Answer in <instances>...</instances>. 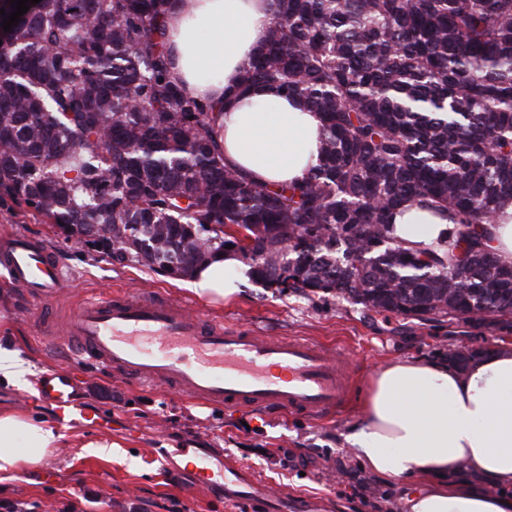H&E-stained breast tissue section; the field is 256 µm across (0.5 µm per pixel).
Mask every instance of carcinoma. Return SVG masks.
I'll return each instance as SVG.
<instances>
[{"instance_id":"obj_1","label":"carcinoma","mask_w":512,"mask_h":512,"mask_svg":"<svg viewBox=\"0 0 512 512\" xmlns=\"http://www.w3.org/2000/svg\"><path fill=\"white\" fill-rule=\"evenodd\" d=\"M174 2L41 0L0 32V199L110 224L87 243L179 277L230 244L280 293L512 325L488 235L512 204V0H273L244 83L323 121L309 175L276 186L225 164L222 107L176 79ZM415 205L462 227L452 249L397 240Z\"/></svg>"}]
</instances>
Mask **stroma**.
<instances>
[{
	"label": "stroma",
	"mask_w": 512,
	"mask_h": 512,
	"mask_svg": "<svg viewBox=\"0 0 512 512\" xmlns=\"http://www.w3.org/2000/svg\"><path fill=\"white\" fill-rule=\"evenodd\" d=\"M15 234L39 238L64 255L70 279L57 303L61 317H68L73 304L83 297L116 290L155 291L226 323L246 322L272 336L323 343L339 349L356 365L354 401L346 411L325 418L209 407L159 386L138 385L99 366L81 365L74 371L80 401L110 413L112 426L101 430L71 424L65 431L67 447L0 480V500H16L30 512H65L70 506L75 512H170L175 500L183 512H246L245 507L227 505L222 496L193 490L188 475H163V450L200 439L223 448L225 457L250 468L268 487L313 500L327 512H405L408 483L377 477L343 440L347 429L362 417L358 398L366 379L398 358L447 357L452 343L512 350V327L507 325L478 328L465 320L419 321L378 314L333 297L281 294L253 281L235 298L214 307L179 287L176 279L66 238L34 212L1 200L0 239ZM0 319L15 326L32 363L25 385H0V408L46 416V409L30 395L38 376L67 366L70 353L45 343L32 308L25 305L17 288L1 278ZM100 436L111 439V458L79 453V442ZM274 448L287 450L294 459L291 467L283 469L267 461L266 450Z\"/></svg>",
	"instance_id": "stroma-1"
}]
</instances>
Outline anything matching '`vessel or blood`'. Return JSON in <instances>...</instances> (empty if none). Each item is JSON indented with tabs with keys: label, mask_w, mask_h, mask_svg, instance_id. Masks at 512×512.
Returning a JSON list of instances; mask_svg holds the SVG:
<instances>
[{
	"label": "vessel or blood",
	"mask_w": 512,
	"mask_h": 512,
	"mask_svg": "<svg viewBox=\"0 0 512 512\" xmlns=\"http://www.w3.org/2000/svg\"><path fill=\"white\" fill-rule=\"evenodd\" d=\"M0 271L11 284L55 303L65 292L62 260L37 241L16 236L0 241ZM80 361L114 370L139 384L161 383L214 407L304 412L316 418L342 411L351 379L343 355L313 342L227 325L186 305L148 292L81 302L64 325L47 323ZM35 400L65 423L86 416L71 371L42 375ZM198 489H219L228 503L250 512H317L316 503L272 492L251 472L211 448L190 451Z\"/></svg>",
	"instance_id": "b4317fda"
}]
</instances>
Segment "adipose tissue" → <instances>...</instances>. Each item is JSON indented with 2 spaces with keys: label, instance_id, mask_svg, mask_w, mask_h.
Instances as JSON below:
<instances>
[{
  "label": "adipose tissue",
  "instance_id": "1",
  "mask_svg": "<svg viewBox=\"0 0 512 512\" xmlns=\"http://www.w3.org/2000/svg\"><path fill=\"white\" fill-rule=\"evenodd\" d=\"M271 17V0H187L170 11L167 35L179 81L224 107L225 162L259 183L291 184L314 164L322 126L299 100L242 85ZM395 233L424 248L455 239L457 227L413 206L396 215ZM248 279L246 266L219 252L182 285L220 302ZM361 403L344 441L375 475L418 483L408 512H512V351H486L464 371L443 359L395 361L369 378ZM65 445L55 423L0 409V474Z\"/></svg>",
  "mask_w": 512,
  "mask_h": 512
}]
</instances>
